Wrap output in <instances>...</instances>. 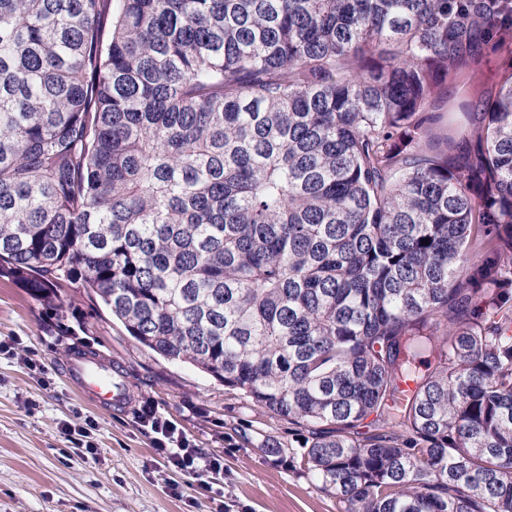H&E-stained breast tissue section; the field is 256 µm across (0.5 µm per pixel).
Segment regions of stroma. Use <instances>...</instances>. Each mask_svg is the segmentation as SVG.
<instances>
[{"instance_id":"35a3bbf8","label":"stroma","mask_w":512,"mask_h":512,"mask_svg":"<svg viewBox=\"0 0 512 512\" xmlns=\"http://www.w3.org/2000/svg\"><path fill=\"white\" fill-rule=\"evenodd\" d=\"M57 295V317L0 278V512H341L296 461L305 432L193 366L142 347L83 289ZM110 360L128 400L111 413L86 401L63 374L65 349ZM181 425L196 447L222 457V501L167 467L138 415L145 404ZM97 428V456L73 447L66 424Z\"/></svg>"}]
</instances>
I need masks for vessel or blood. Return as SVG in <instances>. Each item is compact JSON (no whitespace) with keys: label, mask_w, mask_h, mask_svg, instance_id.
I'll use <instances>...</instances> for the list:
<instances>
[{"label":"vessel or blood","mask_w":512,"mask_h":512,"mask_svg":"<svg viewBox=\"0 0 512 512\" xmlns=\"http://www.w3.org/2000/svg\"><path fill=\"white\" fill-rule=\"evenodd\" d=\"M67 376L79 392L96 406L112 409L124 404L127 392L120 375L111 366L88 356L71 357Z\"/></svg>","instance_id":"vessel-or-blood-1"}]
</instances>
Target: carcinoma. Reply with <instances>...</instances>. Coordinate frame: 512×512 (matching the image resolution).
Returning a JSON list of instances; mask_svg holds the SVG:
<instances>
[{
  "label": "carcinoma",
  "mask_w": 512,
  "mask_h": 512,
  "mask_svg": "<svg viewBox=\"0 0 512 512\" xmlns=\"http://www.w3.org/2000/svg\"><path fill=\"white\" fill-rule=\"evenodd\" d=\"M498 51L512 0H0V278L304 428L342 512H512Z\"/></svg>",
  "instance_id": "carcinoma-1"
}]
</instances>
